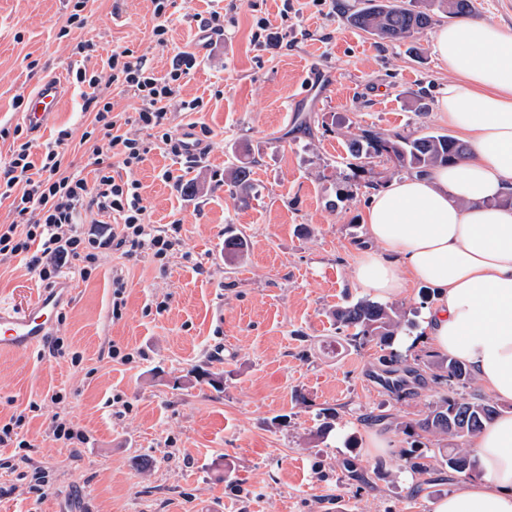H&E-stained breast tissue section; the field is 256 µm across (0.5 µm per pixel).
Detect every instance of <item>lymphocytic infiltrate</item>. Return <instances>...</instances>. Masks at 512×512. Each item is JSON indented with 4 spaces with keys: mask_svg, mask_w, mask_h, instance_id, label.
Masks as SVG:
<instances>
[{
    "mask_svg": "<svg viewBox=\"0 0 512 512\" xmlns=\"http://www.w3.org/2000/svg\"><path fill=\"white\" fill-rule=\"evenodd\" d=\"M195 64L194 55L181 52L170 70L160 75L148 57L116 48L101 68L72 69L71 82L82 89V108L91 116L81 140L89 142L95 132H102L109 139L110 154L94 152L92 174L86 177L64 164L71 131L59 130L54 141L43 145L26 141L13 148L0 169V199L9 201L14 214L11 223L0 224V256L24 261L49 285L72 268L81 278H90L107 252L128 261L147 254L166 266L181 245L180 227L150 224L136 173L150 148L169 151L176 144L178 134L168 125L170 107L186 112L199 108V101L180 97ZM106 86L137 99L134 115L115 113L102 92ZM116 163L123 176L113 175ZM89 212L113 222L110 237L80 231L82 216Z\"/></svg>",
    "mask_w": 512,
    "mask_h": 512,
    "instance_id": "lymphocytic-infiltrate-1",
    "label": "lymphocytic infiltrate"
}]
</instances>
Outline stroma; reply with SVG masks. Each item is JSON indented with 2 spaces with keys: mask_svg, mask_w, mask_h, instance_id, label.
<instances>
[{
  "mask_svg": "<svg viewBox=\"0 0 512 512\" xmlns=\"http://www.w3.org/2000/svg\"><path fill=\"white\" fill-rule=\"evenodd\" d=\"M357 2L170 0L162 47L151 36V0H87L93 32L64 37L72 0H0V165L22 123L13 100L46 73L100 68L116 46L166 73L211 11L224 13L223 37L181 89L200 111L169 115L210 129L208 154L191 163L154 150L137 172L150 222L181 224L167 271L148 255L109 254L89 279L65 271L70 299L51 330L64 355L45 345L0 354V417L24 413L28 443L0 446V512H431L463 482L437 464L432 483L408 485L398 425L436 401L431 373L393 393L380 349L348 344L332 317L364 295L353 256L366 241L369 184L401 176L383 159L354 176L349 139L364 129L448 130L436 114L448 72L431 32L410 44L380 41L347 23ZM88 38L96 50L80 54ZM82 103L67 85L44 140L62 129L80 137L90 121ZM244 155L253 186L245 203L224 185ZM228 225L247 239L243 256H224ZM116 277L127 283L118 317ZM42 286L23 261L0 256V299L25 302ZM115 346L132 361H112ZM198 369L223 372V391L196 380ZM325 408L336 420L322 435ZM62 419L82 442L56 440ZM370 433L388 449L368 448ZM348 459L363 480L344 470Z\"/></svg>",
  "mask_w": 512,
  "mask_h": 512,
  "instance_id": "35a3bbf8",
  "label": "stroma"
}]
</instances>
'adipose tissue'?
I'll return each mask as SVG.
<instances>
[{"mask_svg": "<svg viewBox=\"0 0 512 512\" xmlns=\"http://www.w3.org/2000/svg\"><path fill=\"white\" fill-rule=\"evenodd\" d=\"M433 42L448 71L437 114L469 151L372 196L354 275L380 299L408 296L416 280L435 289L423 342L512 399V206L496 203L512 185V32L461 19L440 26ZM471 450L479 476L437 499L433 512H512V414L487 424Z\"/></svg>", "mask_w": 512, "mask_h": 512, "instance_id": "obj_1", "label": "adipose tissue"}]
</instances>
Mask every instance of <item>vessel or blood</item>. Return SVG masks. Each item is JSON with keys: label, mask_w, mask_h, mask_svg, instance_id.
Returning a JSON list of instances; mask_svg holds the SVG:
<instances>
[{"label": "vessel or blood", "mask_w": 512, "mask_h": 512, "mask_svg": "<svg viewBox=\"0 0 512 512\" xmlns=\"http://www.w3.org/2000/svg\"><path fill=\"white\" fill-rule=\"evenodd\" d=\"M63 99L62 85L55 75L44 76L27 97L23 119L33 136H40L51 125ZM206 146L196 130L180 133L179 157L199 158ZM65 307V297L58 289L45 288L23 304L0 300V353L33 351L49 336L54 322Z\"/></svg>", "instance_id": "vessel-or-blood-1"}]
</instances>
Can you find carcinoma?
<instances>
[{"label":"carcinoma","mask_w":512,"mask_h":512,"mask_svg":"<svg viewBox=\"0 0 512 512\" xmlns=\"http://www.w3.org/2000/svg\"><path fill=\"white\" fill-rule=\"evenodd\" d=\"M436 10L450 18H464L474 11V4L473 0H430L427 6L418 8L412 0H364L363 6L349 12L346 19L352 26L382 41L404 42L429 29ZM348 152L352 167L358 173L366 172L375 159L384 158L399 171L420 174L436 164L462 159L468 153V147L445 134L413 136L365 129L350 140ZM250 176V162L239 160L229 167L225 185L231 194L242 198L251 187ZM333 316L336 325L354 330L347 337L353 344L360 346L375 342L385 347L405 325L406 312L394 304L365 298L336 308ZM431 365L438 370L435 383L446 392L438 397L423 418L400 425L402 432L412 438V450L406 453L404 463L415 475L425 474L430 469L424 462L427 455L419 450L422 445L418 440L420 434L446 435L466 443L499 414L495 404L481 397L465 399L457 396L455 387H464L471 379V372L463 364L441 358ZM433 457L440 458L441 464L452 472L470 474L475 471V461L463 448H436Z\"/></svg>","instance_id":"1"}]
</instances>
